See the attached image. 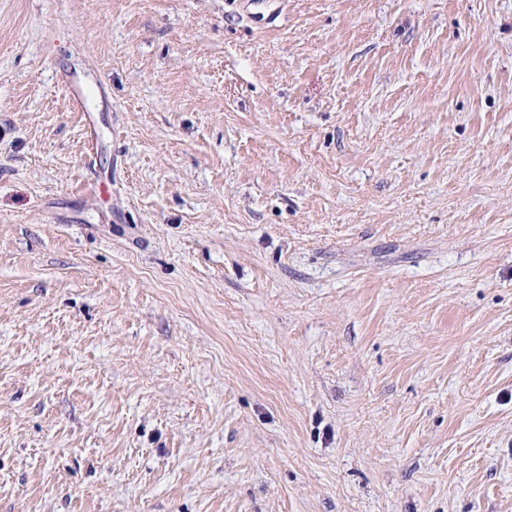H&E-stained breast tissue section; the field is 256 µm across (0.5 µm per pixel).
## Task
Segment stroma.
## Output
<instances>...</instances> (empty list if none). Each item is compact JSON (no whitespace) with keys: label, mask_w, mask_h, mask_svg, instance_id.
Masks as SVG:
<instances>
[{"label":"stroma","mask_w":512,"mask_h":512,"mask_svg":"<svg viewBox=\"0 0 512 512\" xmlns=\"http://www.w3.org/2000/svg\"><path fill=\"white\" fill-rule=\"evenodd\" d=\"M0 512H512V0H0Z\"/></svg>","instance_id":"1"}]
</instances>
